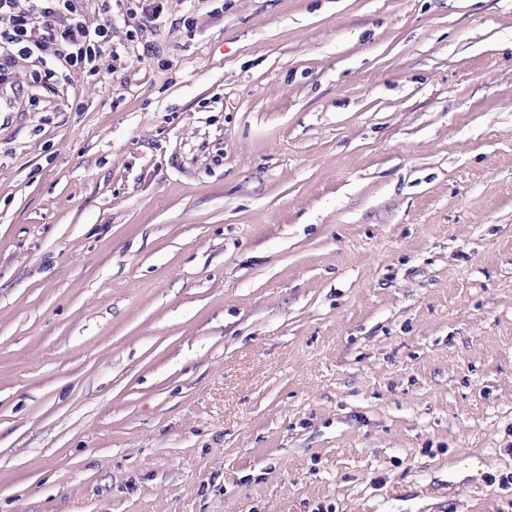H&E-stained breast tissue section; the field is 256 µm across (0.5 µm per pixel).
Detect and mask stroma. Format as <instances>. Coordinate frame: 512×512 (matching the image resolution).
<instances>
[{"label":"stroma","mask_w":512,"mask_h":512,"mask_svg":"<svg viewBox=\"0 0 512 512\" xmlns=\"http://www.w3.org/2000/svg\"><path fill=\"white\" fill-rule=\"evenodd\" d=\"M140 8L0 112V512H512V0Z\"/></svg>","instance_id":"stroma-1"}]
</instances>
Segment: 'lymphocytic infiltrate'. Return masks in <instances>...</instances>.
Wrapping results in <instances>:
<instances>
[{
	"mask_svg": "<svg viewBox=\"0 0 512 512\" xmlns=\"http://www.w3.org/2000/svg\"><path fill=\"white\" fill-rule=\"evenodd\" d=\"M102 23L88 25L78 0H0V83L20 62L37 67L31 79L54 93L66 71L98 73L114 57L112 0H102Z\"/></svg>",
	"mask_w": 512,
	"mask_h": 512,
	"instance_id": "obj_1",
	"label": "lymphocytic infiltrate"
}]
</instances>
